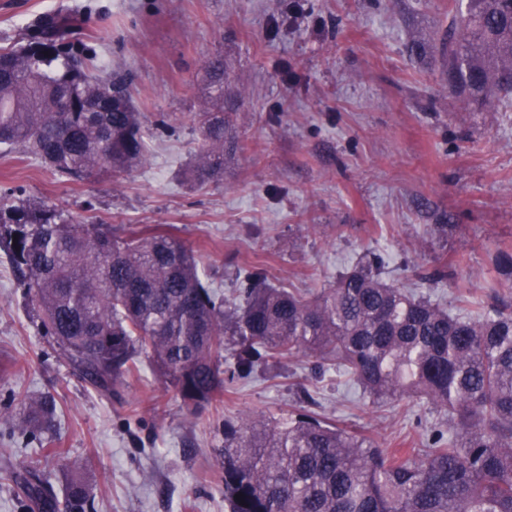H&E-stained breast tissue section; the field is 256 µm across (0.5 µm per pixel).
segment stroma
I'll return each mask as SVG.
<instances>
[{"instance_id":"stroma-1","label":"stroma","mask_w":512,"mask_h":512,"mask_svg":"<svg viewBox=\"0 0 512 512\" xmlns=\"http://www.w3.org/2000/svg\"><path fill=\"white\" fill-rule=\"evenodd\" d=\"M452 0H0V49L52 16L77 20L75 43L102 76L128 72L149 132L146 162L63 181L22 148L0 153V194L55 207L77 224H170L213 288L239 291L257 265L284 288L317 291L363 256L382 276L467 312L462 295L512 301L496 267L512 254V110L449 93L438 34ZM220 55L247 146L224 179L192 178L204 106L201 68ZM454 223L445 238L431 224ZM455 261L447 280L421 276ZM53 395L32 437L9 423L25 399ZM313 414L381 447L421 448L446 417L424 399L375 402L303 360L259 362L224 401L189 413L148 358L118 397L94 392L44 335L0 250V512H23L8 471L62 448L55 489L82 474L96 512H225L224 424Z\"/></svg>"}]
</instances>
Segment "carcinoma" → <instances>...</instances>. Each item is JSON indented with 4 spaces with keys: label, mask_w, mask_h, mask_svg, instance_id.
Wrapping results in <instances>:
<instances>
[{
    "label": "carcinoma",
    "mask_w": 512,
    "mask_h": 512,
    "mask_svg": "<svg viewBox=\"0 0 512 512\" xmlns=\"http://www.w3.org/2000/svg\"><path fill=\"white\" fill-rule=\"evenodd\" d=\"M73 25L43 22L27 43L0 50V147H21L59 177L123 172L146 161L148 130L124 76L99 74L92 53L68 40ZM439 42L448 91L468 103L512 95V0H467ZM204 111L193 174L224 178L242 153L224 105V61L203 66ZM65 98L68 112H49ZM0 248L11 259L41 329L98 394L148 357L190 412L224 397L222 352L234 371L254 360L305 357L336 366L375 401L423 397L448 413L453 436L428 448L387 451L370 437L300 416L281 425H224L227 512H512V310L455 314L380 277L377 257L317 293L275 288L263 268L243 274V304L226 316L194 251L170 228L126 236L110 225L71 224L50 206L0 195ZM49 397L15 421L42 427ZM38 512H91L86 484L57 494L43 459L14 475Z\"/></svg>",
    "instance_id": "cac0c4a2"
}]
</instances>
